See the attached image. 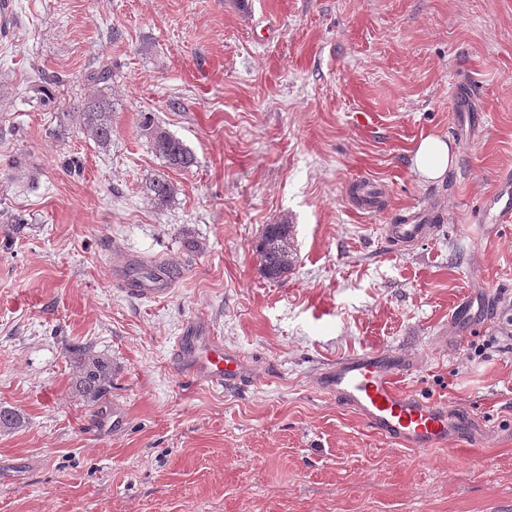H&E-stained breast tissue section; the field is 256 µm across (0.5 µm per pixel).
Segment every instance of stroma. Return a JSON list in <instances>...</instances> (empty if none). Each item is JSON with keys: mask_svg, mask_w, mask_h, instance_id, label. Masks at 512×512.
Instances as JSON below:
<instances>
[{"mask_svg": "<svg viewBox=\"0 0 512 512\" xmlns=\"http://www.w3.org/2000/svg\"><path fill=\"white\" fill-rule=\"evenodd\" d=\"M0 33V512H512V352L470 359L512 315V0H12ZM111 64L103 86L92 70ZM62 76L51 84L52 76ZM112 104V138L79 129ZM196 156L153 152L141 113ZM449 139L431 181L418 141ZM165 176L172 200L142 188ZM434 230L398 250L386 227ZM294 226L287 277L258 273ZM23 224L21 233L11 227ZM162 266L170 293L125 288ZM488 297L476 325L450 308ZM214 336L245 365L224 390L173 365ZM112 361L94 404L73 357ZM366 350L398 387L467 411L459 453L382 439L320 393ZM79 127L99 144H106L112 138V109L102 97L91 96L79 114ZM291 224L265 225L256 245L259 271L268 281H276L288 275L296 265Z\"/></svg>", "mask_w": 512, "mask_h": 512, "instance_id": "stroma-1", "label": "stroma"}]
</instances>
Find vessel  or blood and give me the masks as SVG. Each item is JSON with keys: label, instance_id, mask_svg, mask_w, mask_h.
I'll list each match as a JSON object with an SVG mask.
<instances>
[{"label": "vessel or blood", "instance_id": "1", "mask_svg": "<svg viewBox=\"0 0 512 512\" xmlns=\"http://www.w3.org/2000/svg\"><path fill=\"white\" fill-rule=\"evenodd\" d=\"M428 224H392L388 236L394 246H411L426 238ZM185 378H203L211 386L241 384L245 366L240 356L212 337L184 336L175 345ZM409 362L393 352L368 350L336 361L319 377L320 391L354 413L374 434L404 448L444 450L449 440H476L479 431L465 412L447 408L402 392L398 378Z\"/></svg>", "mask_w": 512, "mask_h": 512}]
</instances>
